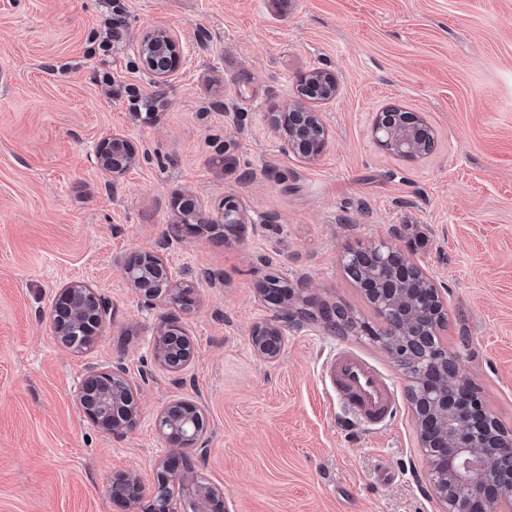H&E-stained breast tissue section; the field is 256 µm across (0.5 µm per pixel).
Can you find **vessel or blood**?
<instances>
[{
	"instance_id": "obj_1",
	"label": "vessel or blood",
	"mask_w": 512,
	"mask_h": 512,
	"mask_svg": "<svg viewBox=\"0 0 512 512\" xmlns=\"http://www.w3.org/2000/svg\"><path fill=\"white\" fill-rule=\"evenodd\" d=\"M326 375L337 398L360 423L376 426L392 418L397 407L393 383L356 352L337 350Z\"/></svg>"
}]
</instances>
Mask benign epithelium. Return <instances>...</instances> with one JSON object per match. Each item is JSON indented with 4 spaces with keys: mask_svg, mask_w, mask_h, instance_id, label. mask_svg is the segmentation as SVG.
I'll return each mask as SVG.
<instances>
[{
    "mask_svg": "<svg viewBox=\"0 0 512 512\" xmlns=\"http://www.w3.org/2000/svg\"><path fill=\"white\" fill-rule=\"evenodd\" d=\"M177 39L165 31H149L139 42L138 52L145 58L150 73L163 80L176 71L180 57ZM302 84L315 89L316 99L327 102L336 98L338 83L333 74L313 68L299 77ZM272 126L281 134L283 148L307 157L320 155L326 147L328 130L320 113L298 104L282 106L268 113ZM371 135L386 152L405 161L430 155L436 146V134L424 118L412 112H395L389 105L376 113ZM97 165L112 176L124 174L136 162L129 140L122 134L105 135L95 147ZM224 235L234 234L250 223L246 210L231 196L224 197ZM137 252L123 260L124 276L131 287L141 288L142 279L134 262ZM163 280L156 291L144 290L147 300L168 299L181 303L180 292L191 289V282L174 271L157 253L146 254ZM344 271L366 288L377 306L390 305L397 318L377 333V339L391 353L393 337L407 338V353L415 358L426 356L431 337L447 320L445 290L424 267L411 261L397 246L387 242L349 247L341 256ZM303 291H288L284 310L288 322L276 317L258 325L251 333L255 354L274 361L280 356L286 330L300 328L316 320ZM108 306L94 288L75 281L62 290L51 312L55 336L66 342L67 328L78 316L86 315L94 325L83 348L93 346L104 327ZM154 362L174 373L186 370L196 352L190 337L178 325L156 329L149 341ZM445 382H437L428 369L409 378L407 388L415 406L419 438L429 460L428 482L433 494L443 503L444 512H512V432L493 428V417L477 403L471 384L452 356L439 364ZM136 380L120 364L93 365L82 378L77 400L93 424L107 433H124L136 425L139 410L135 398ZM165 455L156 463L157 488L145 496V487L132 472L112 479V501L124 512H179L178 504L188 490L201 508L224 512V490L197 482L189 487L179 462L188 458L198 444L203 428L197 406L177 400L163 407L155 417Z\"/></svg>",
    "mask_w": 512,
    "mask_h": 512,
    "instance_id": "1",
    "label": "benign epithelium"
}]
</instances>
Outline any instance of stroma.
Listing matches in <instances>:
<instances>
[{
	"label": "stroma",
	"instance_id": "35a3bbf8",
	"mask_svg": "<svg viewBox=\"0 0 512 512\" xmlns=\"http://www.w3.org/2000/svg\"><path fill=\"white\" fill-rule=\"evenodd\" d=\"M126 34L98 48L101 0H0V512H121L108 486L136 472L153 487L164 443L156 413L196 403L203 454L189 477L224 489V512H440L407 394L408 376L370 336L381 317L344 273L349 245L396 241L447 290L440 342L482 404L512 430V0H126ZM178 37L179 68L156 83L143 34ZM333 72L339 93L312 104L329 142L308 159L280 147L267 119L299 99L297 78ZM147 95L152 121L114 98L104 72ZM396 105L437 132L427 158L373 142ZM125 135L136 163L112 178L98 139ZM219 222L225 195L252 221L240 237L179 232L175 195ZM186 268L196 304H146L123 273L132 250ZM348 310L342 336L292 328L260 360L253 329L276 315L267 276ZM82 280L110 319L87 351L63 347L55 296ZM189 334L180 375L154 364L161 324ZM349 348L393 382L398 410L373 429L344 414L326 364ZM140 379L141 414L102 432L76 391L94 363Z\"/></svg>",
	"mask_w": 512,
	"mask_h": 512
}]
</instances>
